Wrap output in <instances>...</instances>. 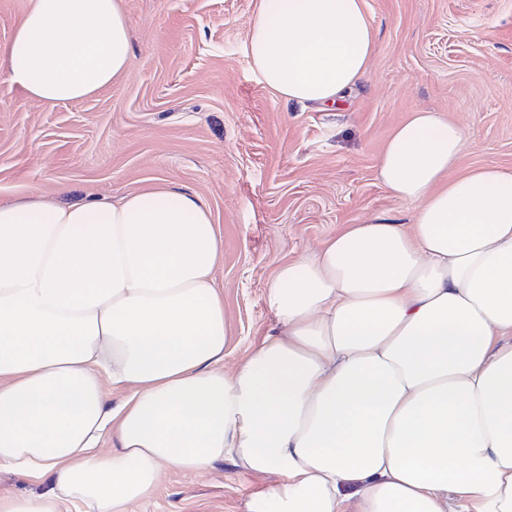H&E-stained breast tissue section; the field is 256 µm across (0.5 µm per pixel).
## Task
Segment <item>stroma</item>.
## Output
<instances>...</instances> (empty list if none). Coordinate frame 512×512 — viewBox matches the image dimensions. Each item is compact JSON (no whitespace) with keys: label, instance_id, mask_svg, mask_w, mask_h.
<instances>
[{"label":"stroma","instance_id":"obj_1","mask_svg":"<svg viewBox=\"0 0 512 512\" xmlns=\"http://www.w3.org/2000/svg\"><path fill=\"white\" fill-rule=\"evenodd\" d=\"M257 0H121L127 70L72 103L31 100L0 70V204H70L168 184L209 204L222 241L225 368L277 327L265 291L344 225L406 224L413 204L377 176L417 109L459 122L456 174L512 170V0H364L368 74L323 108L273 97L244 51ZM258 477L224 461L167 472L132 512H241Z\"/></svg>","mask_w":512,"mask_h":512}]
</instances>
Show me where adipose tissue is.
<instances>
[{
	"mask_svg": "<svg viewBox=\"0 0 512 512\" xmlns=\"http://www.w3.org/2000/svg\"><path fill=\"white\" fill-rule=\"evenodd\" d=\"M374 46L364 0H258L244 43L275 97L319 105ZM131 48L120 0H32L0 67L32 100L79 101ZM466 145L435 112L398 125L377 175L410 222L282 263L278 328L229 372L201 196L0 204V468L52 479L0 512H130L166 469L227 458L265 480L245 512H512V171L451 177Z\"/></svg>",
	"mask_w": 512,
	"mask_h": 512,
	"instance_id": "obj_1",
	"label": "adipose tissue"
}]
</instances>
